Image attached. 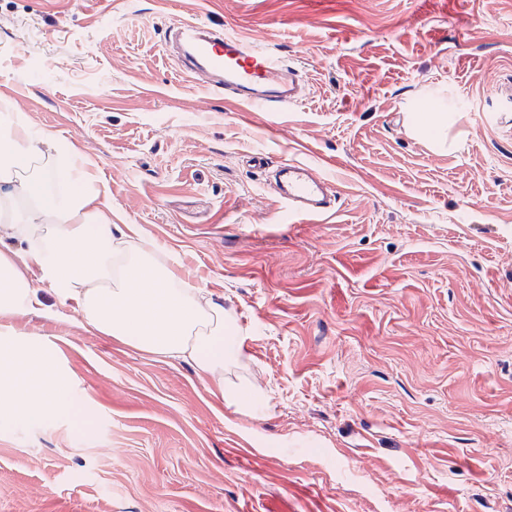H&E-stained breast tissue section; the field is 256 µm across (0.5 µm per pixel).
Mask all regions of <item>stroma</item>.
<instances>
[{
  "mask_svg": "<svg viewBox=\"0 0 512 512\" xmlns=\"http://www.w3.org/2000/svg\"><path fill=\"white\" fill-rule=\"evenodd\" d=\"M180 21L276 46L304 95L200 88ZM2 112L86 157L223 307L265 408L77 322L30 269L43 308L0 331L41 343L74 412L0 428V512H512V0H0ZM411 112L447 113L455 147ZM286 160L331 178V216L288 222L264 175ZM435 120L426 125L423 114L414 112L410 131L416 137L425 138L433 147L443 148L446 144V130L448 128V115L444 112H435Z\"/></svg>",
  "mask_w": 512,
  "mask_h": 512,
  "instance_id": "obj_1",
  "label": "stroma"
}]
</instances>
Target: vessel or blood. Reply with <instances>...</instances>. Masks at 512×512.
Masks as SVG:
<instances>
[{"instance_id":"b4317fda","label":"vessel or blood","mask_w":512,"mask_h":512,"mask_svg":"<svg viewBox=\"0 0 512 512\" xmlns=\"http://www.w3.org/2000/svg\"><path fill=\"white\" fill-rule=\"evenodd\" d=\"M188 69L208 74V88L223 90L253 112H283L297 100L301 79L273 51L259 50L239 34L196 22L171 27ZM281 200L289 216L328 215L334 200L329 178L309 163L283 162L277 169Z\"/></svg>"}]
</instances>
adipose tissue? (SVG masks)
I'll list each match as a JSON object with an SVG mask.
<instances>
[{
    "mask_svg": "<svg viewBox=\"0 0 512 512\" xmlns=\"http://www.w3.org/2000/svg\"><path fill=\"white\" fill-rule=\"evenodd\" d=\"M77 168V188L54 187L58 165ZM105 190L51 132L33 134L22 113L0 114V316L42 308L26 273L37 268L101 333L160 359H188L227 405L260 413L262 399L225 379L239 343L224 310L199 288L184 287L156 251L136 241L124 214L104 206ZM68 380L40 345L0 341V426L69 414Z\"/></svg>",
    "mask_w": 512,
    "mask_h": 512,
    "instance_id": "adipose-tissue-1",
    "label": "adipose tissue"
}]
</instances>
